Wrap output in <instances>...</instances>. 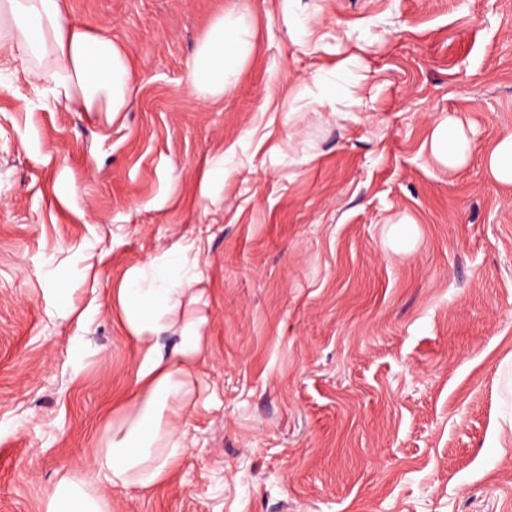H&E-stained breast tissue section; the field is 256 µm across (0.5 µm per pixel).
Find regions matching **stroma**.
I'll use <instances>...</instances> for the list:
<instances>
[{
  "mask_svg": "<svg viewBox=\"0 0 512 512\" xmlns=\"http://www.w3.org/2000/svg\"><path fill=\"white\" fill-rule=\"evenodd\" d=\"M68 5L138 93L70 112L20 60L0 88V512H45L110 445L138 355L114 290L187 246L160 344L206 318L189 450L148 491L92 473L112 512H512V186L484 163L512 132V0H299L315 53L280 0ZM232 8L255 51L205 105L186 64ZM319 70L359 81L313 110ZM448 116L476 145L452 175L428 148Z\"/></svg>",
  "mask_w": 512,
  "mask_h": 512,
  "instance_id": "obj_1",
  "label": "stroma"
}]
</instances>
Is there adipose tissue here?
Instances as JSON below:
<instances>
[{"label": "adipose tissue", "mask_w": 512, "mask_h": 512, "mask_svg": "<svg viewBox=\"0 0 512 512\" xmlns=\"http://www.w3.org/2000/svg\"><path fill=\"white\" fill-rule=\"evenodd\" d=\"M30 59L27 74L48 100L72 112L127 111L136 94L129 51L73 21L66 0H0V50ZM252 24L246 15L229 10L218 17L199 42L188 63V85L205 103L223 99L253 54ZM473 141L461 121L446 118L433 127L429 152L448 172L467 164ZM167 258L149 287L141 273L125 277L118 299L126 328L139 343L135 364L132 413L112 435L95 466L115 489L151 488L165 483L185 456L178 424L188 394L185 377L202 353L203 320H188L180 343L162 351L159 336L164 314L192 280L174 278L167 270L182 265ZM108 498L75 472L60 475L47 512H108Z\"/></svg>", "instance_id": "ef3b65f1"}]
</instances>
